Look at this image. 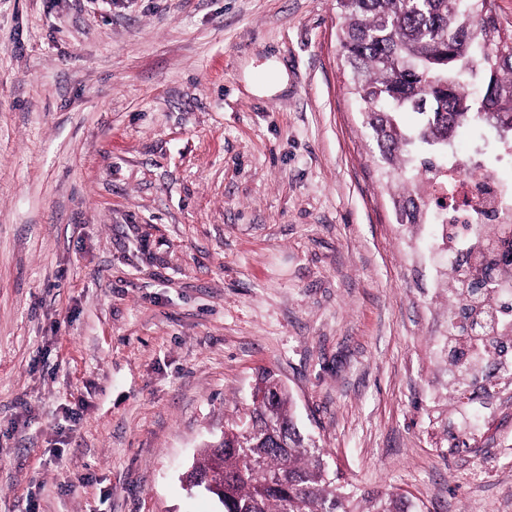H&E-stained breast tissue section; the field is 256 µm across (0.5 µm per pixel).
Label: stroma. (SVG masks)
Wrapping results in <instances>:
<instances>
[{
    "mask_svg": "<svg viewBox=\"0 0 512 512\" xmlns=\"http://www.w3.org/2000/svg\"><path fill=\"white\" fill-rule=\"evenodd\" d=\"M336 33V0H0V512H221L182 476L264 368L342 482L512 512V387L446 399L438 227L396 223Z\"/></svg>",
    "mask_w": 512,
    "mask_h": 512,
    "instance_id": "1",
    "label": "stroma"
}]
</instances>
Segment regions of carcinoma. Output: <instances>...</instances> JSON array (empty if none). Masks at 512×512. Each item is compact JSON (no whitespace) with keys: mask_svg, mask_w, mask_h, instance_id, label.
Instances as JSON below:
<instances>
[{"mask_svg":"<svg viewBox=\"0 0 512 512\" xmlns=\"http://www.w3.org/2000/svg\"><path fill=\"white\" fill-rule=\"evenodd\" d=\"M493 2L336 0L346 90L362 106L378 161L403 186L393 200L398 224L433 221L421 187L440 177L458 128L485 122L512 130V30L500 26ZM474 84L481 88L478 100L464 92ZM402 113L416 114L417 124L402 126ZM447 292L448 375L460 402L479 376L462 362V348L479 347L483 370L496 371L499 351L512 339L495 335L493 324L476 339L457 329L462 313L475 310L465 273L453 274ZM263 387L267 400L252 404L259 428L248 437L225 432L188 471L189 481L209 480L205 492L224 512H410L408 500L392 491L360 505L324 450L295 427L290 396L273 372Z\"/></svg>","mask_w":512,"mask_h":512,"instance_id":"obj_1","label":"carcinoma"}]
</instances>
